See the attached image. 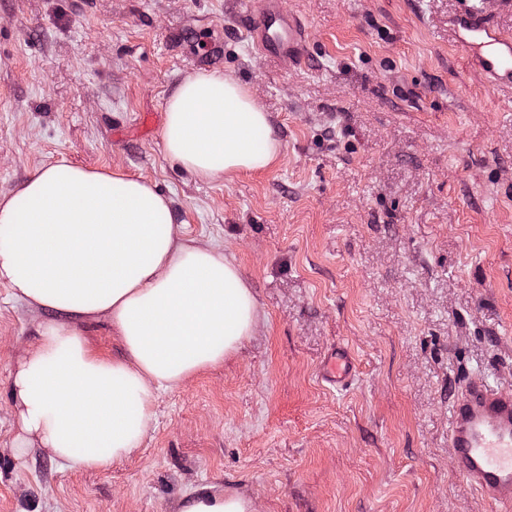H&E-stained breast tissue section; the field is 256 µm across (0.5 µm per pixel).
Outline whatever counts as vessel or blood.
Instances as JSON below:
<instances>
[{
	"label": "vessel or blood",
	"instance_id": "obj_1",
	"mask_svg": "<svg viewBox=\"0 0 512 512\" xmlns=\"http://www.w3.org/2000/svg\"><path fill=\"white\" fill-rule=\"evenodd\" d=\"M239 27L254 49L283 70L299 66L306 50V27L282 7L281 0H240ZM448 37L469 54L495 86L512 85V38L484 15L481 0L448 17ZM350 356L331 350L320 370L332 386H346L352 375ZM448 432L459 475L491 507L512 512V392L484 379L465 384L451 403Z\"/></svg>",
	"mask_w": 512,
	"mask_h": 512
}]
</instances>
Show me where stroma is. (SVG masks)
Instances as JSON below:
<instances>
[{
  "label": "stroma",
  "instance_id": "35a3bbf8",
  "mask_svg": "<svg viewBox=\"0 0 512 512\" xmlns=\"http://www.w3.org/2000/svg\"><path fill=\"white\" fill-rule=\"evenodd\" d=\"M312 51L283 71L229 24L237 0H0V197L65 164L144 179L180 238L224 251L257 302L217 367L160 389L141 445L104 469L27 444L10 380L66 313L0 283V512H491L457 474L449 407L471 375L512 390V87L448 39L459 0H282ZM248 86L271 167L204 182L162 144L203 71ZM118 359L108 317L77 322ZM334 347L347 389L324 383ZM352 370L350 356L343 350L332 349L323 362L320 374L325 382L343 388L347 385ZM179 512H253L249 499L240 495L207 493L186 500Z\"/></svg>",
  "mask_w": 512,
  "mask_h": 512
}]
</instances>
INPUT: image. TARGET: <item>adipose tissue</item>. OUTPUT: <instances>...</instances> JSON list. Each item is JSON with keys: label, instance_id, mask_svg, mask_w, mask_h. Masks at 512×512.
Returning a JSON list of instances; mask_svg holds the SVG:
<instances>
[{"label": "adipose tissue", "instance_id": "1", "mask_svg": "<svg viewBox=\"0 0 512 512\" xmlns=\"http://www.w3.org/2000/svg\"><path fill=\"white\" fill-rule=\"evenodd\" d=\"M266 112L218 72L184 79L169 98L165 152L202 180L258 171L279 153L258 140ZM0 283L76 319L107 315L126 357L92 351L50 322L17 364L14 409L30 441L71 468L103 469L143 441L159 387L222 363L250 335L256 302L223 252L176 236L170 201L121 173L51 165L0 199Z\"/></svg>", "mask_w": 512, "mask_h": 512}]
</instances>
